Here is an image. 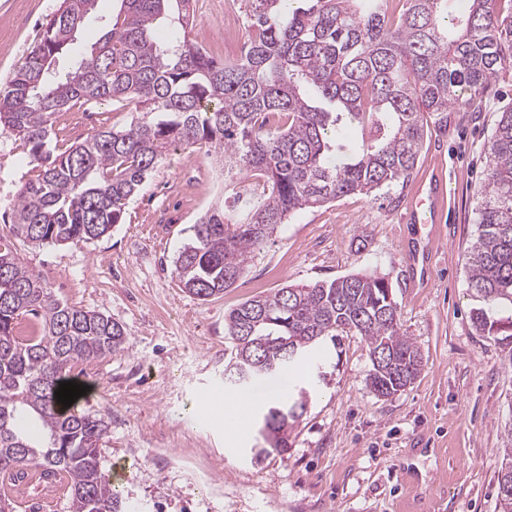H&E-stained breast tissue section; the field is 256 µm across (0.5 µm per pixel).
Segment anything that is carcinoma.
I'll list each match as a JSON object with an SVG mask.
<instances>
[{"instance_id": "carcinoma-1", "label": "carcinoma", "mask_w": 512, "mask_h": 512, "mask_svg": "<svg viewBox=\"0 0 512 512\" xmlns=\"http://www.w3.org/2000/svg\"><path fill=\"white\" fill-rule=\"evenodd\" d=\"M99 0H61L29 53L0 85V131L29 147L34 178L22 184L10 233L29 250L92 241L122 223L130 198L173 144L210 146L224 187L246 171L262 195L216 202L193 225L174 274L200 300L224 293L278 225L297 212L408 178L425 140L424 113L480 97L512 70V12L500 0H241L249 33L244 54L216 62L181 33L190 0H121L107 31L61 73L53 64ZM132 103L140 117L63 150L49 148L53 117L78 102ZM479 187L477 236L466 257L468 288L481 305L471 324L512 365V107L500 112ZM265 224L266 234L253 226ZM35 318L20 337L19 322ZM226 367L251 383L312 362L326 339L355 333L369 356L367 384L380 397L419 376L423 356L403 332L384 276L355 273L287 285L224 316ZM299 345L287 358L280 339ZM129 349L105 314L56 297L46 277L0 246V481L5 490L35 472L66 488L69 512H126L102 472L108 425L57 402L63 381ZM306 389L259 412L267 447L288 450V429L304 414ZM499 512H512V467H499Z\"/></svg>"}]
</instances>
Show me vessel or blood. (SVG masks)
<instances>
[{
    "mask_svg": "<svg viewBox=\"0 0 512 512\" xmlns=\"http://www.w3.org/2000/svg\"><path fill=\"white\" fill-rule=\"evenodd\" d=\"M445 210V191L442 179L432 176L421 181L410 199L408 220L416 224L417 232L412 242L405 248L407 262L420 270L421 276H428L434 251V239L426 235V225L437 223Z\"/></svg>",
    "mask_w": 512,
    "mask_h": 512,
    "instance_id": "obj_1",
    "label": "vessel or blood"
}]
</instances>
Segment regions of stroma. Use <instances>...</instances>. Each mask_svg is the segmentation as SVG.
Instances as JSON below:
<instances>
[{"label":"stroma","instance_id":"1","mask_svg":"<svg viewBox=\"0 0 512 512\" xmlns=\"http://www.w3.org/2000/svg\"><path fill=\"white\" fill-rule=\"evenodd\" d=\"M60 0H0V80L40 38ZM242 14L240 0H193L190 40L219 61L228 43L219 17ZM512 71L493 78L471 108L427 119L428 135L409 179L377 194H350L303 210L279 225L244 276L224 295H190L174 262L190 227L222 194L215 151L169 147L129 201L122 224L94 241L19 253L68 304L121 324L127 352L97 363L82 409L104 417L103 464L117 473L130 512H498L497 471L512 424V366L470 315L466 257L476 238L475 191L504 107ZM121 103L90 105L69 129L55 115L50 139L62 149L105 128L129 126ZM447 185V209L433 225L438 252L425 287L408 285L404 221L425 173ZM29 148L0 133V235H7L17 191L31 178ZM356 272L386 276L403 330L419 346V376L390 397L366 385L371 367L361 337L325 341V380L288 432L286 453L259 458L255 420L227 426L197 407L200 394L223 401L224 315L245 300L286 285Z\"/></svg>","mask_w":512,"mask_h":512}]
</instances>
